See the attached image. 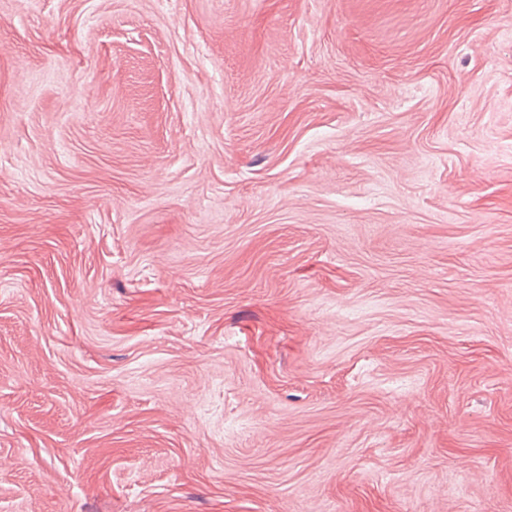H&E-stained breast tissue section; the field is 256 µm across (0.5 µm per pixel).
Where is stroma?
<instances>
[{
  "instance_id": "obj_1",
  "label": "stroma",
  "mask_w": 512,
  "mask_h": 512,
  "mask_svg": "<svg viewBox=\"0 0 512 512\" xmlns=\"http://www.w3.org/2000/svg\"><path fill=\"white\" fill-rule=\"evenodd\" d=\"M0 512H512V0H0Z\"/></svg>"
}]
</instances>
